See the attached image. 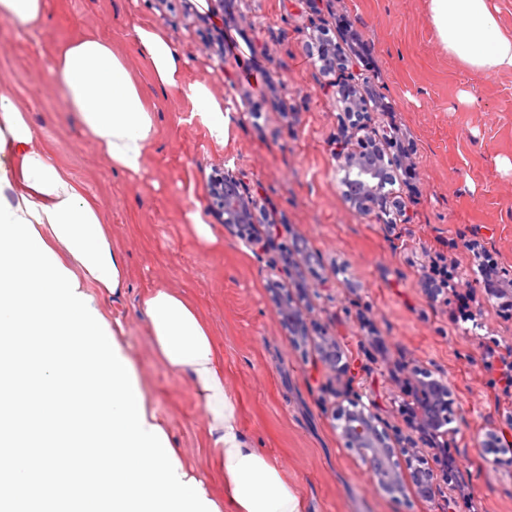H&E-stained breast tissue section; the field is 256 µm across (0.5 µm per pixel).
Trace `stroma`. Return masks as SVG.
<instances>
[{
	"label": "stroma",
	"mask_w": 512,
	"mask_h": 512,
	"mask_svg": "<svg viewBox=\"0 0 512 512\" xmlns=\"http://www.w3.org/2000/svg\"><path fill=\"white\" fill-rule=\"evenodd\" d=\"M224 45L209 41L206 0H46L41 33L0 18V86L32 101L36 147L66 169L105 218L127 264L121 302L104 303L122 318L140 381L167 430L215 494L224 482L208 448L205 416L189 381L157 359L139 310L156 286L185 295L211 326L239 423L276 458L300 489L305 512H512V461L484 459L488 431L512 436V389L498 366L512 355V311L486 303L474 249L512 271V73L475 74L454 62L436 37L426 0H224ZM181 19L167 34L187 79H207L230 100L235 133L214 143L190 120L189 102L153 85L150 67L130 38L133 23ZM347 23L362 44L377 125L394 126L408 143L415 193L396 185L408 218L384 224L360 214L343 193L334 142L342 114L329 78L310 50L309 33ZM86 35L111 40L142 85L157 120L143 178L112 169L63 109L49 75L64 43ZM281 82L264 87L266 72ZM470 92L474 103L461 102ZM232 172L253 191L260 222L279 242L297 243L295 266L278 250L256 251L210 205L208 181ZM201 208L217 238L203 246L186 211ZM474 286L481 325L454 320L453 304L426 294L422 280L437 256ZM279 282L299 304L306 339L288 332L269 285ZM335 337L348 370L331 374L315 345ZM452 383L455 418L449 441L454 490L425 501L388 492L341 436L336 414L357 392L372 395L379 428L407 437L398 411V366Z\"/></svg>",
	"instance_id": "35a3bbf8"
}]
</instances>
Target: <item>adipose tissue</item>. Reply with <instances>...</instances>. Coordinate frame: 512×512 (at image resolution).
Returning <instances> with one entry per match:
<instances>
[{
	"instance_id": "1",
	"label": "adipose tissue",
	"mask_w": 512,
	"mask_h": 512,
	"mask_svg": "<svg viewBox=\"0 0 512 512\" xmlns=\"http://www.w3.org/2000/svg\"><path fill=\"white\" fill-rule=\"evenodd\" d=\"M500 0H428L429 22L449 57L480 73L512 72V30L499 23ZM130 37L152 68L155 85L190 103V117L210 138L226 144L233 113L204 79H187L180 53L163 28L133 26ZM50 71L66 111L113 169L142 177L157 122L140 86L110 40L86 37L57 53ZM28 106L0 90V190L12 211L32 222L59 262L72 271L78 290L103 300L119 298L126 283L124 259L113 249L100 209L71 175L33 145L37 130ZM150 343L162 364L187 377L205 413L209 446L224 478L219 512H303L299 488L278 461L255 448L243 432L239 405L224 381L211 332L194 304L174 290L156 287L141 300Z\"/></svg>"
}]
</instances>
